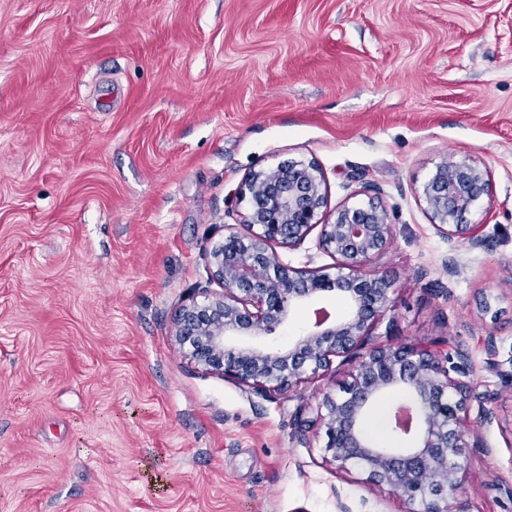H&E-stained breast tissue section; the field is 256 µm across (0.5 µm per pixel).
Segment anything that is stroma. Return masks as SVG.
I'll return each instance as SVG.
<instances>
[{
  "label": "stroma",
  "mask_w": 512,
  "mask_h": 512,
  "mask_svg": "<svg viewBox=\"0 0 512 512\" xmlns=\"http://www.w3.org/2000/svg\"><path fill=\"white\" fill-rule=\"evenodd\" d=\"M487 170L450 248L419 195L443 160ZM373 184L395 237L372 338L467 351L451 512H512V0H0V512H402L299 440L323 377L260 394L194 367L173 319L208 287L250 172ZM325 295L265 337L288 345Z\"/></svg>",
  "instance_id": "obj_1"
}]
</instances>
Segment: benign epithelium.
Instances as JSON below:
<instances>
[{"instance_id": "obj_1", "label": "benign epithelium", "mask_w": 512, "mask_h": 512, "mask_svg": "<svg viewBox=\"0 0 512 512\" xmlns=\"http://www.w3.org/2000/svg\"><path fill=\"white\" fill-rule=\"evenodd\" d=\"M489 195L486 168L474 161L441 162L423 184L434 228L448 245L481 246L478 225L468 217ZM247 203L241 228L227 234L210 252V275L221 287L207 288L176 314L173 340L195 368L218 373L263 394L286 392L324 375L335 357L362 352L357 374L342 394H323L314 420H302L306 437L324 431V452L338 468H356L362 483L420 512H448V499L467 470L472 402L471 381L451 375L452 356L431 345H369L371 331L388 311L392 283L368 269V262L394 236L379 197L328 209L321 169L313 162L288 160L254 171L240 189ZM317 246L336 259V274L279 261L277 249L299 248L314 229ZM333 293L347 305L332 321L323 309L286 347L270 348L261 336L287 325L292 313L314 297ZM410 397L394 404L397 442L390 448L373 441L365 421L390 392Z\"/></svg>"}]
</instances>
